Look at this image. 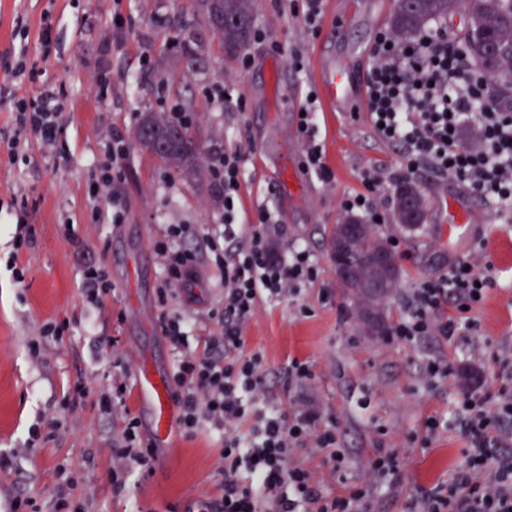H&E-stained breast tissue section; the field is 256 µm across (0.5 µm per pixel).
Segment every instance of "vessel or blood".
I'll list each match as a JSON object with an SVG mask.
<instances>
[{
  "instance_id": "1",
  "label": "vessel or blood",
  "mask_w": 512,
  "mask_h": 512,
  "mask_svg": "<svg viewBox=\"0 0 512 512\" xmlns=\"http://www.w3.org/2000/svg\"><path fill=\"white\" fill-rule=\"evenodd\" d=\"M322 98L331 111L354 113L361 111L366 101V91L352 71L326 69L322 76ZM470 222V211L459 201L448 203V233L457 235ZM138 393L141 404L151 412L150 444L155 448L174 447L177 416L170 383L165 376L147 364H139L137 371Z\"/></svg>"
}]
</instances>
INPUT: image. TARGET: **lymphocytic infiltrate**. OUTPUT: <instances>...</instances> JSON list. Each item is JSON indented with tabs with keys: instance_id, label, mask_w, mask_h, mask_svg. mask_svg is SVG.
<instances>
[{
	"instance_id": "1",
	"label": "lymphocytic infiltrate",
	"mask_w": 512,
	"mask_h": 512,
	"mask_svg": "<svg viewBox=\"0 0 512 512\" xmlns=\"http://www.w3.org/2000/svg\"><path fill=\"white\" fill-rule=\"evenodd\" d=\"M372 57L368 106L379 136L402 151L401 175L425 167L459 182L496 213L512 211V111L486 107L489 82L475 62L439 27L406 39L380 33ZM62 108L50 90L12 103L19 129L45 141L55 139ZM472 124L483 140L477 149L461 142L463 129ZM242 162L236 148L208 158L211 183L224 204V228L208 239L210 258L224 273V307L219 336L178 363L177 426L188 437L205 422L224 432L218 512H369L373 486L401 478L396 453L375 455L369 484L328 497L296 452L309 446L329 451L333 469L342 470L345 455L335 426L316 430L314 415L306 411L254 409L263 394L262 359L240 355L245 322L262 297L294 293L316 279L317 269L304 249L285 259L272 257L265 230L274 221L269 211H259L254 227L238 224ZM361 182L362 192L342 207L372 224L381 214L377 192L385 173L364 170ZM188 231L184 224L169 225L165 239L155 243L165 272L160 298L187 286L198 262L195 253L177 245ZM493 286L471 260L457 259L447 272L412 288L392 334L404 343L477 335L473 312ZM252 415L254 437L246 444L237 429ZM454 420L469 443L468 465L448 485L426 492L422 512H512V456L504 453L512 446V386L460 393Z\"/></svg>"
}]
</instances>
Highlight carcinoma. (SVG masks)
<instances>
[{
    "instance_id": "cac0c4a2",
    "label": "carcinoma",
    "mask_w": 512,
    "mask_h": 512,
    "mask_svg": "<svg viewBox=\"0 0 512 512\" xmlns=\"http://www.w3.org/2000/svg\"><path fill=\"white\" fill-rule=\"evenodd\" d=\"M460 0H396L390 30L398 38L418 33L432 20L454 14ZM213 34L228 55L237 54L251 38L253 0H203ZM470 27L465 46L474 61L492 57L498 88L512 87V0H467ZM190 39L180 43L178 54L191 70L200 68L201 53ZM141 149L155 156L182 179L205 177L199 145L182 124L164 112H146L136 130ZM395 213L404 224L417 226L426 219V199L419 185L405 177L394 188ZM331 253L343 252L353 260V271L341 288L356 302L359 319L379 336L386 333L385 301L397 288L400 267L395 253L372 224L347 217L335 225Z\"/></svg>"
}]
</instances>
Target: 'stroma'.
<instances>
[{"mask_svg":"<svg viewBox=\"0 0 512 512\" xmlns=\"http://www.w3.org/2000/svg\"><path fill=\"white\" fill-rule=\"evenodd\" d=\"M313 36L280 6L255 0L253 25L266 41H250L228 56L207 23L201 0H0V512H181L198 496L219 498L223 431L202 424L193 438L176 434L174 453L156 451L158 466L144 471L117 453L122 432L136 421L148 439V415L137 392L141 359L167 374L180 352H197L218 335L213 311L224 303L222 273L209 258L207 237L222 223L223 207L210 180L187 182L139 149L135 133L147 111L179 108L203 153L217 146L244 154L238 221L271 211L274 250L304 248L317 279L294 296L262 299L244 328L243 356L260 355L267 406L306 410L317 428L335 425L347 465L334 471L326 452L299 450L315 470L320 491L335 496L369 482L376 449L396 452L402 474L377 486L371 512H413L423 493L448 483L467 461L457 427L426 438L423 421L452 419L460 392L498 387V347L512 346V222L497 217L452 180L427 169L413 173L428 205L414 230L388 218L380 231L397 237L401 276L386 301V323L404 313L403 298L418 281L437 277L450 262L483 250L494 279L475 316L478 336L466 341L401 343L366 332L355 302L340 287L330 258V236L345 214L344 199L362 191L363 169H399L397 147L382 140L369 113L355 118L318 113L314 137L334 174L321 182L304 167L299 110L317 89L320 61L367 74L371 48L387 29L394 0H334ZM122 16L123 32L112 19ZM201 39L203 68L188 69L173 41L180 28ZM50 41H42L43 29ZM299 50L301 68L273 51L272 42ZM37 71L13 77L18 49ZM233 83L244 105L215 106L208 89ZM60 93L64 110L54 144L18 135L10 94ZM128 144L124 160V220L112 221V201L97 189L113 132ZM293 163L298 188L279 177L282 158ZM471 210L470 234H448V198ZM185 224L182 249L195 252L190 289L159 300L162 262L154 249L168 225ZM105 274L110 288L99 303L81 288L83 274ZM190 324L182 346L163 335L161 313ZM452 373L427 379L428 360ZM312 377L299 382L293 362ZM125 383L123 400L112 388Z\"/></svg>","mask_w":512,"mask_h":512,"instance_id":"35a3bbf8","label":"stroma"}]
</instances>
